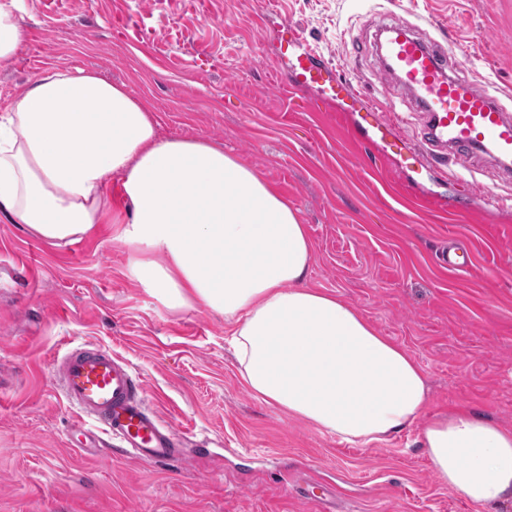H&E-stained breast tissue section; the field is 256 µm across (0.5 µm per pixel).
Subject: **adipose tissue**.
<instances>
[{
  "label": "adipose tissue",
  "mask_w": 512,
  "mask_h": 512,
  "mask_svg": "<svg viewBox=\"0 0 512 512\" xmlns=\"http://www.w3.org/2000/svg\"><path fill=\"white\" fill-rule=\"evenodd\" d=\"M19 12L20 0H0V68L24 39ZM0 214L50 242L116 223L129 277L169 310L222 315L246 389L320 431L383 442L423 415L422 366L306 285L313 248L299 211L223 148L160 138L124 84L53 67L0 102ZM421 440L441 485L490 508L512 498V430L458 408L428 417Z\"/></svg>",
  "instance_id": "ef3b65f1"
}]
</instances>
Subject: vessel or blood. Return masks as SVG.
Segmentation results:
<instances>
[{
  "mask_svg": "<svg viewBox=\"0 0 512 512\" xmlns=\"http://www.w3.org/2000/svg\"><path fill=\"white\" fill-rule=\"evenodd\" d=\"M380 30L386 35L381 75L396 79L422 112L420 138L429 159L464 166L476 153L489 152L503 165L512 164V113L493 93L459 77L456 43L419 38L411 25L393 16ZM290 74L295 88L331 84L334 96L364 105L378 132H391V122L347 83L335 80L314 55L297 58ZM52 381L81 417L118 440L121 455L151 463L187 459L185 431L148 407L142 376L109 348L93 343L68 348L57 358Z\"/></svg>",
  "mask_w": 512,
  "mask_h": 512,
  "instance_id": "1",
  "label": "vessel or blood"
}]
</instances>
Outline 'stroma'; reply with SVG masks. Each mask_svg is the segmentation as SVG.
<instances>
[{"mask_svg":"<svg viewBox=\"0 0 512 512\" xmlns=\"http://www.w3.org/2000/svg\"><path fill=\"white\" fill-rule=\"evenodd\" d=\"M464 46L461 78L512 107V0H22L26 38L0 69V100L52 66L125 84L165 138L204 137L260 171L299 209L309 287L336 293L406 348L428 379L427 415L465 406L512 428V174L486 155L469 207L451 170L423 160V117L382 89L385 13ZM298 27L281 47L283 23ZM322 55L393 116L380 139L350 100L307 110L316 89L280 80L289 57ZM115 227L51 244L0 217V512H485L443 487L422 421L349 443L243 386L223 316L169 311L127 273ZM467 249L449 270V243ZM99 343L146 383L166 421L204 439L189 461L137 463L49 383L69 345ZM327 503L302 497L311 477Z\"/></svg>","mask_w":512,"mask_h":512,"instance_id":"stroma-1","label":"stroma"}]
</instances>
